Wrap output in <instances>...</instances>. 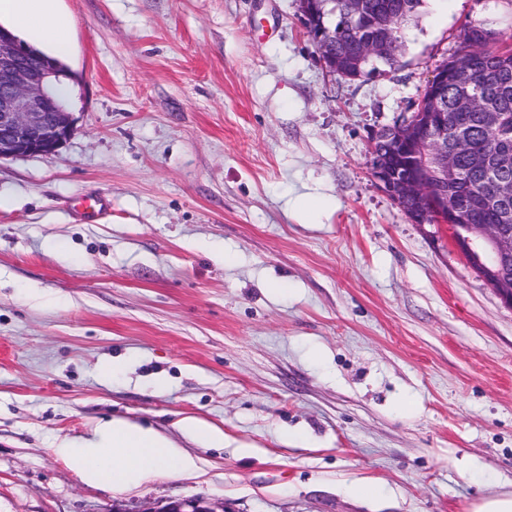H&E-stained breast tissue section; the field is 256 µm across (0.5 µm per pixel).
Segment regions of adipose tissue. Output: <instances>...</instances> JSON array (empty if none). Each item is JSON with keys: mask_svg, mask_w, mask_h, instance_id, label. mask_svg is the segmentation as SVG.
<instances>
[{"mask_svg": "<svg viewBox=\"0 0 512 512\" xmlns=\"http://www.w3.org/2000/svg\"><path fill=\"white\" fill-rule=\"evenodd\" d=\"M59 0H0V24L20 40L47 53L68 58L72 51V23L60 11ZM55 454L86 484H106L125 490L161 472L179 474L193 468L154 428L121 417L101 424L95 438L60 439Z\"/></svg>", "mask_w": 512, "mask_h": 512, "instance_id": "obj_1", "label": "adipose tissue"}]
</instances>
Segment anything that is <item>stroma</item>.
Listing matches in <instances>:
<instances>
[{"instance_id": "stroma-1", "label": "stroma", "mask_w": 512, "mask_h": 512, "mask_svg": "<svg viewBox=\"0 0 512 512\" xmlns=\"http://www.w3.org/2000/svg\"><path fill=\"white\" fill-rule=\"evenodd\" d=\"M61 7L75 131L0 160V512H471L511 493L512 308L378 187L370 147L465 23L512 36V14L424 0L398 66L350 80L298 0ZM101 194L105 218L72 211ZM116 416L196 469L85 484L52 446ZM180 428L202 443L215 447H222L224 445V433L222 431L198 420L183 419L180 421ZM143 512H229L224 508V502L209 500V499H193L172 501L167 503L164 507L150 506L143 510Z\"/></svg>"}]
</instances>
